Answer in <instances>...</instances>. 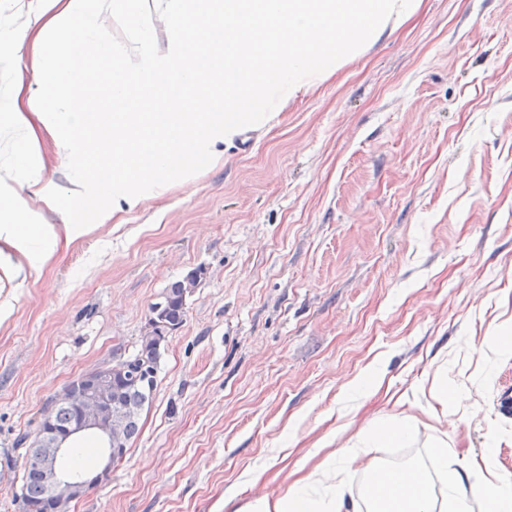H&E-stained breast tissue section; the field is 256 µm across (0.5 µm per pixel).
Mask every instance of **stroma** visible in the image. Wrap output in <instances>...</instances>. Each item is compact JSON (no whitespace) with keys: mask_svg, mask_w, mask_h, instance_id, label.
I'll list each match as a JSON object with an SVG mask.
<instances>
[{"mask_svg":"<svg viewBox=\"0 0 512 512\" xmlns=\"http://www.w3.org/2000/svg\"><path fill=\"white\" fill-rule=\"evenodd\" d=\"M194 179L61 244L0 323V512H20L22 440L51 398L132 355L152 304L192 270L151 405L110 479L71 512H224L280 495L392 419L419 435L365 444L443 483L490 456L512 479V357L483 351L512 318V0H422L326 82L263 104ZM471 406L442 403L437 377ZM263 471L251 482L254 471Z\"/></svg>","mask_w":512,"mask_h":512,"instance_id":"1","label":"stroma"}]
</instances>
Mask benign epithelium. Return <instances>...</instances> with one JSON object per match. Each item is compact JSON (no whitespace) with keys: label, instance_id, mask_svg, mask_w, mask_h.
Masks as SVG:
<instances>
[{"label":"benign epithelium","instance_id":"obj_1","mask_svg":"<svg viewBox=\"0 0 512 512\" xmlns=\"http://www.w3.org/2000/svg\"><path fill=\"white\" fill-rule=\"evenodd\" d=\"M57 401L71 405L75 415L68 426L58 429L50 414L44 413L46 427L39 439L46 446L43 453L46 496L41 502L27 506L26 512H68L70 504L83 496L86 489L108 480L112 464L126 451L120 424L128 407L119 395L112 393V370L103 367L89 371L75 386L64 389ZM90 432L98 435L104 444L102 453L106 463L101 473L91 480L64 473L59 462L66 451V443L81 433Z\"/></svg>","mask_w":512,"mask_h":512}]
</instances>
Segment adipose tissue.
<instances>
[{
  "instance_id": "obj_1",
  "label": "adipose tissue",
  "mask_w": 512,
  "mask_h": 512,
  "mask_svg": "<svg viewBox=\"0 0 512 512\" xmlns=\"http://www.w3.org/2000/svg\"><path fill=\"white\" fill-rule=\"evenodd\" d=\"M134 0H35L32 23L0 27V60L27 52L28 74L4 109L0 130L12 133L16 160L0 175V320L11 312L5 291L39 278L59 244L81 225L46 224L41 211L60 207V193L42 175L43 143L52 141L68 164L70 197L102 200L94 224H106L146 199L191 179V155L214 153L241 125L261 126L272 115L243 112L242 101L274 92L297 96L361 55L366 44L412 17L421 0H153L155 16L117 37L113 24ZM167 38L158 41L156 23ZM102 77L113 100L139 108L116 112L111 125L93 117L88 79ZM33 85H26V78ZM111 176L101 189L94 172ZM313 472L277 498L257 497L241 512H343L351 494L350 463ZM375 501L391 512H512V482L473 465L468 485L445 483L434 499L413 474L365 470Z\"/></svg>"
}]
</instances>
